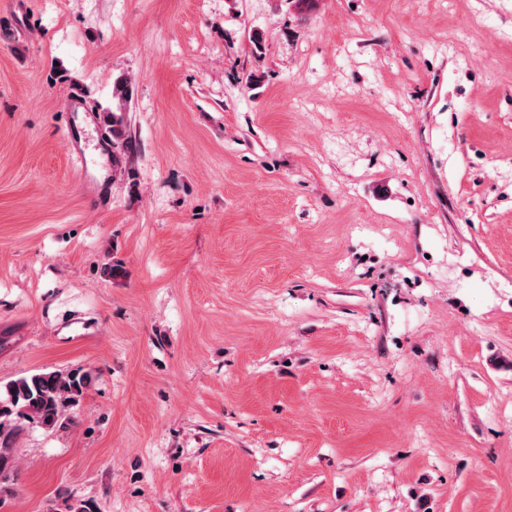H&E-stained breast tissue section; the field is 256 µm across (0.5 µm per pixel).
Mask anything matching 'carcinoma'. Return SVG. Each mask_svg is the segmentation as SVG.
Segmentation results:
<instances>
[{"label": "carcinoma", "mask_w": 512, "mask_h": 512, "mask_svg": "<svg viewBox=\"0 0 512 512\" xmlns=\"http://www.w3.org/2000/svg\"><path fill=\"white\" fill-rule=\"evenodd\" d=\"M131 97L130 82L118 78L112 88V108L104 123L112 146L126 144V112ZM92 383L80 369L33 372L0 386V509L13 495L14 441L25 426L36 424L53 430L66 424V412L76 406Z\"/></svg>", "instance_id": "carcinoma-1"}]
</instances>
